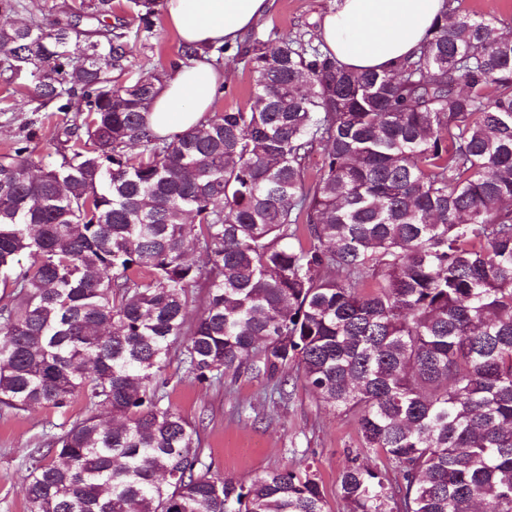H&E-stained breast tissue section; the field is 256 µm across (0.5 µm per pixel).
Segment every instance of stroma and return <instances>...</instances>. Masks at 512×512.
Instances as JSON below:
<instances>
[{
    "mask_svg": "<svg viewBox=\"0 0 512 512\" xmlns=\"http://www.w3.org/2000/svg\"><path fill=\"white\" fill-rule=\"evenodd\" d=\"M114 15L123 20L128 54L117 80L128 85L154 68L182 63V43L158 12L151 32L139 30L126 8V0H113ZM336 0H273L268 14L233 45H225L219 66L229 79L214 111L249 108L252 78L242 56L254 40L288 34L318 38L324 15ZM23 79H0V152L22 134L29 115L18 102ZM286 396L270 391L268 380L242 372L226 373L222 383L205 388L189 375L179 359L166 370L168 401L173 411L189 421L201 441L202 459L213 473L247 482L284 469L313 467L328 512H345L339 496V476L361 448L362 440L352 414L329 410L301 379L298 364L283 371ZM83 400L66 413L38 409L14 412L0 409V512H28L23 482L30 465L29 453L47 447L60 426L82 419Z\"/></svg>",
    "mask_w": 512,
    "mask_h": 512,
    "instance_id": "obj_1",
    "label": "stroma"
}]
</instances>
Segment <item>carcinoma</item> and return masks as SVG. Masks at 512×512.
<instances>
[{"instance_id": "cac0c4a2", "label": "carcinoma", "mask_w": 512, "mask_h": 512, "mask_svg": "<svg viewBox=\"0 0 512 512\" xmlns=\"http://www.w3.org/2000/svg\"><path fill=\"white\" fill-rule=\"evenodd\" d=\"M456 2L382 72L256 39L250 108L161 137L145 114L171 72L113 80L112 0L20 23L0 0V74L27 73L34 112L85 113L53 165L35 119L0 154V408L88 409L32 449L28 512H327L309 466L198 468L164 404L175 353L202 385L244 368L281 397L296 361L354 414L399 480L346 466V512H512V33ZM157 3L130 0L147 33Z\"/></svg>"}]
</instances>
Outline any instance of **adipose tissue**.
Instances as JSON below:
<instances>
[{
    "label": "adipose tissue",
    "instance_id": "1",
    "mask_svg": "<svg viewBox=\"0 0 512 512\" xmlns=\"http://www.w3.org/2000/svg\"><path fill=\"white\" fill-rule=\"evenodd\" d=\"M271 5L272 0H167L169 26L200 53L177 70L149 107L155 134L206 124L225 77L204 48L236 43ZM443 9L444 0H336L322 20V49L354 71L389 69L420 46Z\"/></svg>",
    "mask_w": 512,
    "mask_h": 512
}]
</instances>
